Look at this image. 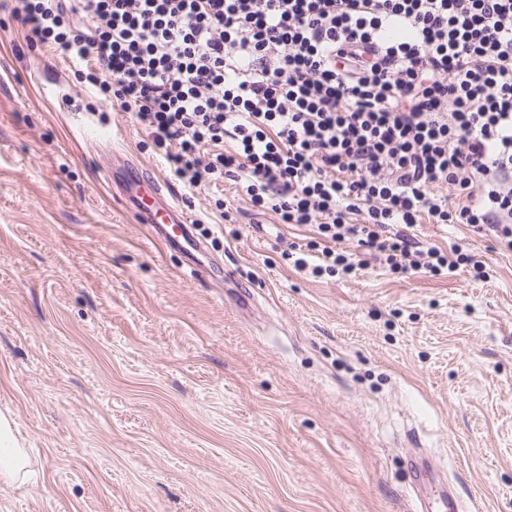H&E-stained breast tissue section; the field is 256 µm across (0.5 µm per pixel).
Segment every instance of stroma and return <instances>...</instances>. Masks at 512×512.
Listing matches in <instances>:
<instances>
[{
    "instance_id": "stroma-1",
    "label": "stroma",
    "mask_w": 512,
    "mask_h": 512,
    "mask_svg": "<svg viewBox=\"0 0 512 512\" xmlns=\"http://www.w3.org/2000/svg\"><path fill=\"white\" fill-rule=\"evenodd\" d=\"M114 151L235 282L150 240ZM295 235L233 182L188 195L129 114L0 12V413L35 468L0 512H414L415 450L468 512H512V252L426 224L491 279L372 260L316 278L283 257Z\"/></svg>"
}]
</instances>
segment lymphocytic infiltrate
Masks as SVG:
<instances>
[{"instance_id":"f902f5d3","label":"lymphocytic infiltrate","mask_w":512,"mask_h":512,"mask_svg":"<svg viewBox=\"0 0 512 512\" xmlns=\"http://www.w3.org/2000/svg\"><path fill=\"white\" fill-rule=\"evenodd\" d=\"M76 62L190 192L231 180L296 271L483 262L418 239L465 224L512 251V0H0ZM352 243L355 253L343 250Z\"/></svg>"}]
</instances>
